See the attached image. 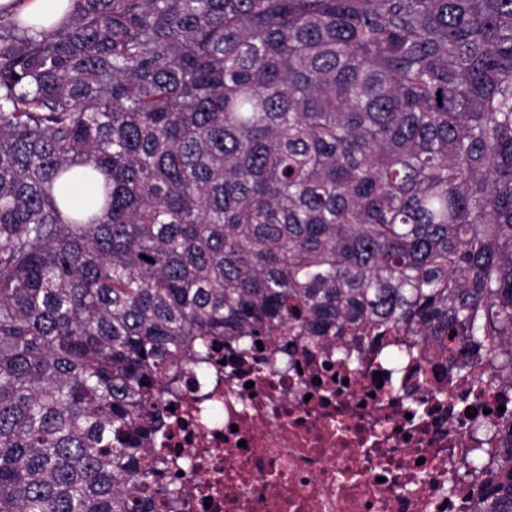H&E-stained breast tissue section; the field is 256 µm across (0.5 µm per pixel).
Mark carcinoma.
I'll return each mask as SVG.
<instances>
[{
	"instance_id": "obj_1",
	"label": "carcinoma",
	"mask_w": 512,
	"mask_h": 512,
	"mask_svg": "<svg viewBox=\"0 0 512 512\" xmlns=\"http://www.w3.org/2000/svg\"><path fill=\"white\" fill-rule=\"evenodd\" d=\"M73 2L0 14V512H182L218 348L404 330L512 378V0ZM71 7V0H0V11L16 12L22 21L42 26L55 23ZM70 203L78 209L98 208L99 186L82 180H77L66 194Z\"/></svg>"
}]
</instances>
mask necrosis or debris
<instances>
[{"label":"necrosis or debris","mask_w":512,"mask_h":512,"mask_svg":"<svg viewBox=\"0 0 512 512\" xmlns=\"http://www.w3.org/2000/svg\"><path fill=\"white\" fill-rule=\"evenodd\" d=\"M406 347L404 361L390 360ZM357 348L353 371L299 350L264 372L258 351L185 378L168 439L192 470L184 512H477L480 480L445 488L475 451L496 463L512 433V382L479 389L403 332ZM411 398L421 420L406 415Z\"/></svg>","instance_id":"4bbe7bcc"}]
</instances>
